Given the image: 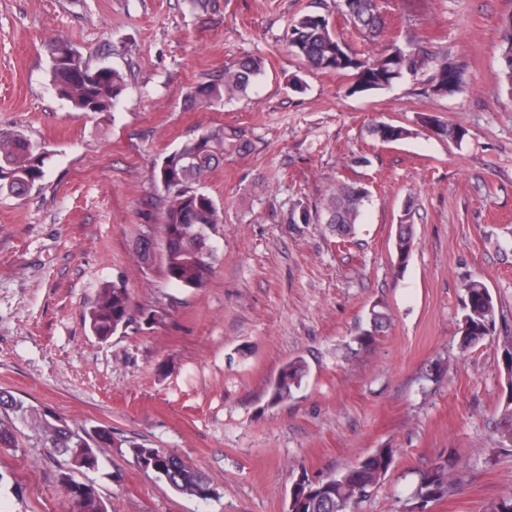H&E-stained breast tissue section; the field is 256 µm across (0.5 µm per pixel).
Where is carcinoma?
Listing matches in <instances>:
<instances>
[{
  "label": "carcinoma",
  "instance_id": "1",
  "mask_svg": "<svg viewBox=\"0 0 512 512\" xmlns=\"http://www.w3.org/2000/svg\"><path fill=\"white\" fill-rule=\"evenodd\" d=\"M348 19L355 29L376 35L385 26L376 0H352ZM288 48L296 53L306 66L316 70H330L347 74L353 79L350 93L382 90L394 82L395 72L416 73L434 63L432 91L438 95H453L462 84V70L448 65V59L436 62L424 50L408 61L402 57L392 61V50L373 60H364L352 54L342 39L332 30L327 15L312 12L290 26ZM72 47L55 42L50 47L51 85L54 92L67 100L79 112L103 114L120 102L125 90V77L110 67L92 68L82 57L71 53ZM259 58L248 57L234 67L224 69L223 77L200 84L195 96L204 102L232 99L245 94L262 73ZM501 78L512 90V32L502 44ZM372 135L381 142L401 141L412 130L390 123L373 126ZM247 147L240 135L233 132H211L186 142L176 150L179 158L173 169L156 164L152 180L167 193L168 206L152 244L145 246L137 238L135 252L139 263L156 268L170 283L200 290L207 286L216 261L211 236L222 223L221 212L214 200L193 190L210 171L219 166L230 146ZM47 151L17 129H0V192L16 197L27 195L45 176ZM356 182H344L336 188L324 204L326 224L331 229L341 226L342 241L355 234V226L365 205L366 197L355 193ZM415 246L413 225L400 230L397 253L409 257ZM462 316L458 333L461 345L471 347L484 340L490 330L496 329L497 309L488 286L480 279H468L462 284ZM132 299L125 281L107 282L98 291V298L84 317L90 333L106 341L118 331L126 330L133 322ZM370 328L363 330L354 342L360 347L372 343L376 335L390 323L387 311L372 307ZM308 372L302 359L285 364L271 387V402L282 403L300 388ZM22 420L49 444L54 451L68 457V467L58 477L60 486L71 504V512H109L107 502L95 486L78 479V475L99 468L98 448L112 444V430L99 426L94 433H82L50 410H40L8 391L0 390V447L15 446V421ZM129 452L136 464L153 474L172 490L199 499L214 494L205 475L185 462L177 453L166 448H150L144 444H129ZM394 460L391 448H380L358 464L345 471L315 483L306 477L296 479L289 491L286 512H355L356 506L380 485ZM452 484L448 463L440 462L422 472L411 498L430 502L448 494Z\"/></svg>",
  "mask_w": 512,
  "mask_h": 512
}]
</instances>
